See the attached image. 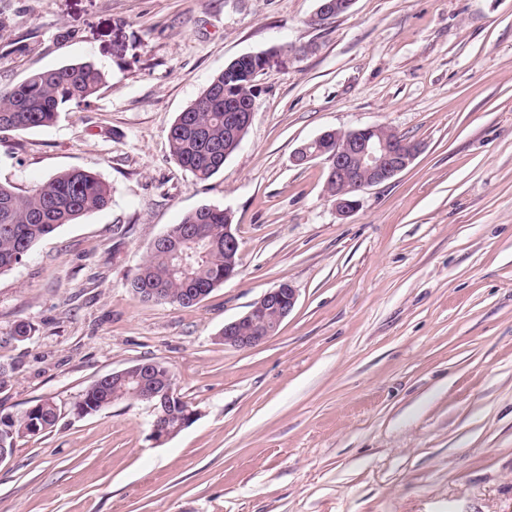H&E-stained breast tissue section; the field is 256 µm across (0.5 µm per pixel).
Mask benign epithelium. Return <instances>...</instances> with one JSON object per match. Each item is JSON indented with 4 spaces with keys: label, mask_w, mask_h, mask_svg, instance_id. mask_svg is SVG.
Here are the masks:
<instances>
[{
    "label": "benign epithelium",
    "mask_w": 512,
    "mask_h": 512,
    "mask_svg": "<svg viewBox=\"0 0 512 512\" xmlns=\"http://www.w3.org/2000/svg\"><path fill=\"white\" fill-rule=\"evenodd\" d=\"M330 134L336 138V154L327 156L325 161L332 178L336 180V193L331 198L342 214H348L357 207L358 200L354 193L394 178L412 164L422 151L421 143L416 141L387 140L378 126L347 132L332 130ZM296 301V291L287 283L265 292L248 312L224 325V334L221 335L224 345L249 349L263 343L275 334L295 307ZM249 325L257 327V330H248ZM150 375L151 369L139 365L115 371L112 378L134 382L132 395L145 399L155 396ZM180 400L182 397L171 386L161 395L160 402L153 406L156 419L152 422V440L166 441L196 420L195 410L178 415L172 413Z\"/></svg>",
    "instance_id": "1"
}]
</instances>
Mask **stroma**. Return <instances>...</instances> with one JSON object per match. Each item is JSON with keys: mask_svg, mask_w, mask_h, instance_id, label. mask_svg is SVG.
<instances>
[{"mask_svg": "<svg viewBox=\"0 0 512 512\" xmlns=\"http://www.w3.org/2000/svg\"><path fill=\"white\" fill-rule=\"evenodd\" d=\"M0 0V85L64 64L107 76L48 128L0 133V183L83 169L107 207L0 275V411L55 426L0 462V512H512V0ZM265 56L239 148L197 182L168 132L210 80ZM381 126L420 142L337 212L295 151ZM228 209L236 276L194 306L142 301L151 243ZM289 283L278 332L225 323ZM32 332L19 341L18 323ZM161 361L196 420L162 444L149 404L81 415L112 372Z\"/></svg>", "mask_w": 512, "mask_h": 512, "instance_id": "35a3bbf8", "label": "stroma"}]
</instances>
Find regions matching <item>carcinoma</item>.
<instances>
[{"mask_svg": "<svg viewBox=\"0 0 512 512\" xmlns=\"http://www.w3.org/2000/svg\"><path fill=\"white\" fill-rule=\"evenodd\" d=\"M265 65L258 55L231 61L176 116L168 133L170 154L196 181L209 180L224 167V153L236 150L233 113L227 106L255 98L256 78ZM103 82L104 74L83 62L38 71L1 87L0 132L49 127L59 112L86 102ZM111 196L109 184L81 169L59 172L25 194L0 184V274L15 268L60 226L106 207ZM230 223V216L216 207L204 205L187 213L167 230V242L150 248L130 287L145 301L154 290L164 303L192 306V298L205 297L224 284V225ZM173 380L170 369L159 363L152 374L155 392H164ZM129 388L112 379L97 382L83 394L78 413L125 401ZM57 419V407L48 399L21 414H1L0 448L13 449L18 439L53 428Z\"/></svg>", "mask_w": 512, "mask_h": 512, "instance_id": "1", "label": "carcinoma"}]
</instances>
